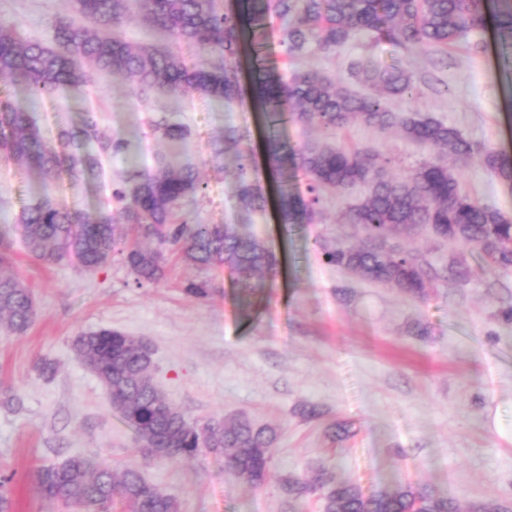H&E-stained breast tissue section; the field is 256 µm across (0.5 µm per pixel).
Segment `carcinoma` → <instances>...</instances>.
<instances>
[{
	"instance_id": "carcinoma-1",
	"label": "carcinoma",
	"mask_w": 512,
	"mask_h": 512,
	"mask_svg": "<svg viewBox=\"0 0 512 512\" xmlns=\"http://www.w3.org/2000/svg\"><path fill=\"white\" fill-rule=\"evenodd\" d=\"M78 13L106 24H118L129 0H72ZM142 20L166 32L177 44L215 54L224 66L190 65L174 50L135 45L117 35H101L69 19L58 22L57 47L24 42L13 24L0 23V79L23 82L32 99L68 86L87 83L89 72L124 74L139 90L169 94L193 91L216 100L242 95L241 39L249 32L248 54L257 70L253 84L256 104L270 122L283 119L316 125L331 132L353 120L399 134L432 151L431 157L407 175L390 173V160L344 147L307 143L279 144L269 137L268 176L273 181L300 173L303 194L280 192L282 224H311L327 190L357 186L365 196L349 210L350 223L362 233L359 244L323 250L327 263L380 283L416 299L438 276L425 255L403 251L390 242L395 235L421 229L452 244L478 252L490 271L512 269V219L463 191L455 170L479 162L498 178L512 181V156L467 140L453 127L430 118L392 112L385 97L409 96L414 76L399 68H378L359 60L352 76L373 94L361 95L343 81L308 70L285 80L263 64L268 20L282 22L279 45L287 57L307 51L331 53L359 31L397 45L415 44L446 49L470 33L482 31L489 19L485 0H238L240 10H222L217 0H140ZM163 139L183 142L185 126L153 123ZM246 135L234 128L214 143V157L234 154L240 164L235 194L248 210L266 204L259 180L249 176ZM131 143L103 131L91 112L77 128H62L48 142L27 111L0 101V155L33 166L44 185L62 173L73 179H98L103 161L127 154ZM201 191L196 171L175 168L165 157L149 169L132 167L110 186L109 203L93 211L67 208L44 196L22 210L27 252L38 259L74 256L80 269L94 273L119 253L138 286L164 275L166 253L206 268L237 273L270 270L274 254L260 240L232 224L177 222L183 202ZM10 228L0 224V330L22 335L35 316L32 291L10 270ZM74 355L102 383L107 401L132 429L136 442L152 458L189 462L208 450L224 458L253 487L271 477L269 448L273 429L243 418H212L205 424L169 403L156 388L149 358L138 340L120 332L100 330L73 338ZM35 480L49 512H111L115 500L124 512H179L177 501L128 467L121 474L105 462L82 454L36 470ZM323 512H459L457 505L420 484H400L365 494L352 484L321 485Z\"/></svg>"
}]
</instances>
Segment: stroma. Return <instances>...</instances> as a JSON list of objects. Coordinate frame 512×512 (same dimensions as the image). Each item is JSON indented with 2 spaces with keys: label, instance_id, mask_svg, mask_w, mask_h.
Here are the masks:
<instances>
[{
  "label": "stroma",
  "instance_id": "35a3bbf8",
  "mask_svg": "<svg viewBox=\"0 0 512 512\" xmlns=\"http://www.w3.org/2000/svg\"><path fill=\"white\" fill-rule=\"evenodd\" d=\"M72 0H0V22L22 40L55 43V24L75 18ZM158 49L174 48L166 33L146 25L131 5L120 25L87 20ZM266 65L283 76L316 70L354 85L352 62L413 71L417 93L392 99L399 112L432 117L469 140L512 155V42L495 27L457 40L447 53L376 41L359 34L329 56L286 58L279 28L269 30ZM240 99L224 102L195 92L135 91L123 76L91 75L80 89L62 88L31 100L24 83L0 81V97L31 112L46 137L95 113L100 127L133 141L134 159L105 164L113 175L131 164L153 166L156 156L191 165L201 190L182 207L203 224H233L275 253L274 272L244 275L207 269L168 253L165 275L136 286L121 256L86 274L69 261L30 257L15 222L44 195L93 210L104 195L87 178L62 176L44 186L27 169L0 160V224L12 225L13 272L31 289L36 318L21 337L0 333V392L17 406H0V475L10 476L15 512H47L31 473L82 454L115 470L139 467L146 480L175 498L180 512H321L318 485L349 482L376 492L414 482L451 499L461 512L493 502L512 512V270L489 272L479 254L427 232L397 237L401 247L437 266L463 256L466 280L435 279L429 296L413 300L398 289L369 282L327 264L324 247L361 239L347 219L360 191H326L312 224H280L274 206L243 210L234 192L239 162L214 160L212 142L225 128L249 129L248 172L265 179V119L250 93L252 68L243 64ZM168 119L190 130L174 144L151 128ZM289 146L339 144L391 161L401 175L428 158L419 145L359 121L334 136L316 126L280 125ZM464 191L512 218V183L480 164L460 169ZM207 281L209 295H187L189 281ZM112 329L148 341L154 380L180 411L197 419L242 415L276 431L269 450L274 480L252 488L222 458L202 452L190 462L146 458L132 430L109 405L100 380L74 355L75 336ZM54 360L53 377L35 369ZM310 487L296 498L282 482Z\"/></svg>",
  "mask_w": 512,
  "mask_h": 512
}]
</instances>
